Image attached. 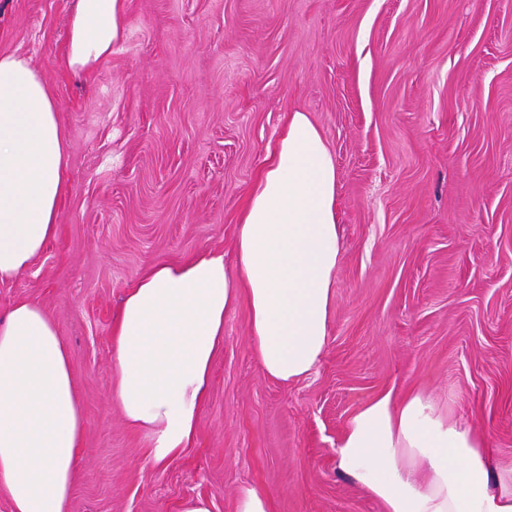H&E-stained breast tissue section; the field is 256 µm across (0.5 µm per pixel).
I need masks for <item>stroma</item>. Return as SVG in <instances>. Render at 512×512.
Segmentation results:
<instances>
[{
    "label": "stroma",
    "instance_id": "stroma-1",
    "mask_svg": "<svg viewBox=\"0 0 512 512\" xmlns=\"http://www.w3.org/2000/svg\"><path fill=\"white\" fill-rule=\"evenodd\" d=\"M73 0H0L67 131L59 231L0 283L70 349L84 435L68 512H381L336 465L375 396L431 394L512 467V0H127L93 70L65 71ZM336 163L340 255L316 371L267 376L249 309L224 320L195 442L165 466L111 403L112 321L149 266L217 249L288 113ZM236 512H270V497L255 488H242L237 496Z\"/></svg>",
    "mask_w": 512,
    "mask_h": 512
}]
</instances>
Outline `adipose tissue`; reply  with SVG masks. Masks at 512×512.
<instances>
[{"label":"adipose tissue","mask_w":512,"mask_h":512,"mask_svg":"<svg viewBox=\"0 0 512 512\" xmlns=\"http://www.w3.org/2000/svg\"><path fill=\"white\" fill-rule=\"evenodd\" d=\"M126 26V0H74L64 68L92 70ZM67 166L52 89L27 58L0 54V283L56 235ZM336 203L322 132L307 113H289L247 194L235 267L210 251L159 261L126 291L112 324V399L149 438L154 464L192 444L224 320L239 299L268 376L289 382L318 367L336 288ZM82 435L55 320L37 303H14L0 313V491L12 512H65ZM336 462L382 512H512V469L493 471L485 434L421 392H387L361 407L336 443Z\"/></svg>","instance_id":"1"}]
</instances>
